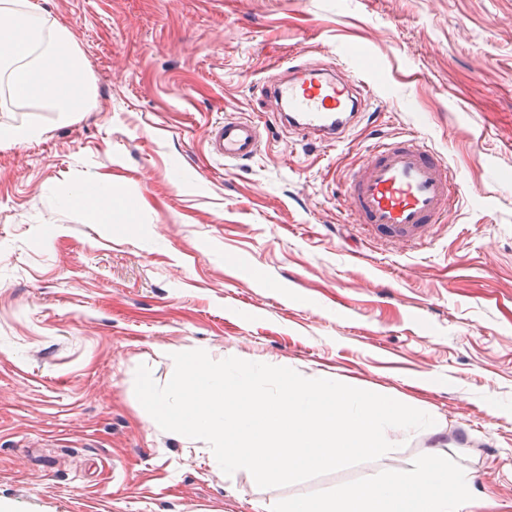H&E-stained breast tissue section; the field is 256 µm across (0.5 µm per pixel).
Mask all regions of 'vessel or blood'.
Wrapping results in <instances>:
<instances>
[{"instance_id": "b4317fda", "label": "vessel or blood", "mask_w": 512, "mask_h": 512, "mask_svg": "<svg viewBox=\"0 0 512 512\" xmlns=\"http://www.w3.org/2000/svg\"><path fill=\"white\" fill-rule=\"evenodd\" d=\"M292 72L269 89L286 104L277 114L279 121L320 143L339 142L369 97V86L324 68L296 65ZM208 145L225 161L247 160L260 147V128L251 120L228 118L212 127ZM346 192L357 223L390 243L407 245L420 242L432 225L442 222L458 201L461 186L435 153L405 139L378 142L353 173Z\"/></svg>"}]
</instances>
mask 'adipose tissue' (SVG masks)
I'll return each mask as SVG.
<instances>
[{"label":"adipose tissue","mask_w":512,"mask_h":512,"mask_svg":"<svg viewBox=\"0 0 512 512\" xmlns=\"http://www.w3.org/2000/svg\"><path fill=\"white\" fill-rule=\"evenodd\" d=\"M32 0H0V75L13 94L64 115L91 101L82 58L69 32L45 29ZM467 483L427 459L420 467L396 469L384 478L344 490L334 501H289L282 512H466Z\"/></svg>","instance_id":"1"}]
</instances>
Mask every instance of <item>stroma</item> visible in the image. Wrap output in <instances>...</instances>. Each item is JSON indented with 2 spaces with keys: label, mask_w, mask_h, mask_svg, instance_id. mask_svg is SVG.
Masks as SVG:
<instances>
[{
  "label": "stroma",
  "mask_w": 512,
  "mask_h": 512,
  "mask_svg": "<svg viewBox=\"0 0 512 512\" xmlns=\"http://www.w3.org/2000/svg\"><path fill=\"white\" fill-rule=\"evenodd\" d=\"M93 83L60 113L0 89V512H276L428 455L468 512H512V0H39ZM312 62L374 97L325 147L273 117L263 85ZM249 161L212 154L226 116ZM408 135L463 194L416 248L355 224L343 194L372 146ZM140 200L117 224L87 181ZM205 350L386 395L432 416L373 462L283 487L224 474L209 445L137 400L172 354ZM212 153L227 162L253 157L260 147V128L251 120L224 118V123L212 127L208 138ZM112 183L105 180H92L80 187L79 199L92 205L112 203Z\"/></svg>",
  "instance_id": "35a3bbf8"
}]
</instances>
